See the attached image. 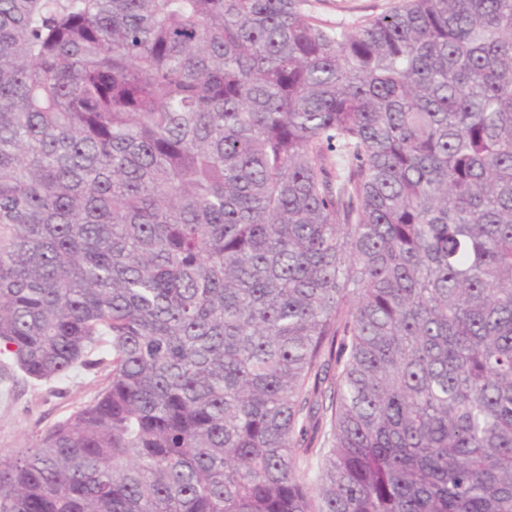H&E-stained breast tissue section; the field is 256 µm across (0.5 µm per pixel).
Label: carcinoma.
<instances>
[{"label": "carcinoma", "instance_id": "carcinoma-1", "mask_svg": "<svg viewBox=\"0 0 512 512\" xmlns=\"http://www.w3.org/2000/svg\"><path fill=\"white\" fill-rule=\"evenodd\" d=\"M306 4L0 0V512H512V0ZM391 0H308L307 9L322 22L351 23L361 16H374L386 10ZM106 372L77 370L64 380L36 381L0 356V459L27 448L53 425L93 401Z\"/></svg>", "mask_w": 512, "mask_h": 512}]
</instances>
